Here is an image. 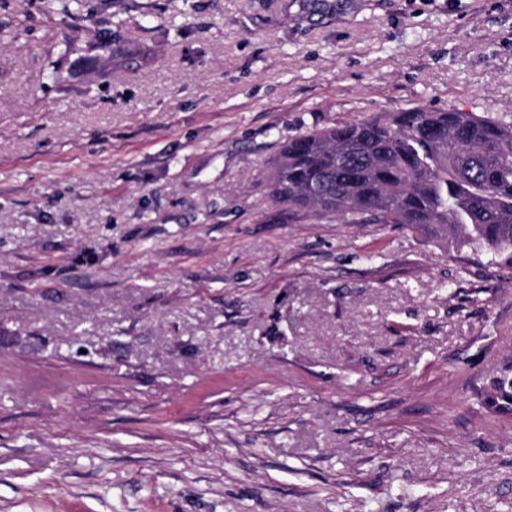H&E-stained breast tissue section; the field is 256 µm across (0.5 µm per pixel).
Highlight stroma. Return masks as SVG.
<instances>
[{
	"label": "stroma",
	"instance_id": "stroma-1",
	"mask_svg": "<svg viewBox=\"0 0 512 512\" xmlns=\"http://www.w3.org/2000/svg\"><path fill=\"white\" fill-rule=\"evenodd\" d=\"M420 105L512 0H0V512H512V270L264 187ZM484 404L495 415H512V364L490 381Z\"/></svg>",
	"mask_w": 512,
	"mask_h": 512
}]
</instances>
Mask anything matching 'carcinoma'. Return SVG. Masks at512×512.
<instances>
[{
    "label": "carcinoma",
    "mask_w": 512,
    "mask_h": 512,
    "mask_svg": "<svg viewBox=\"0 0 512 512\" xmlns=\"http://www.w3.org/2000/svg\"><path fill=\"white\" fill-rule=\"evenodd\" d=\"M265 187L290 214H367L512 270V121L416 106L311 129L281 145ZM484 404L512 415V364Z\"/></svg>",
    "instance_id": "cac0c4a2"
}]
</instances>
